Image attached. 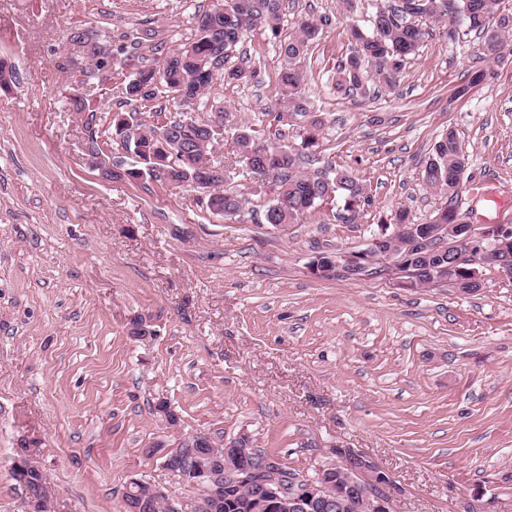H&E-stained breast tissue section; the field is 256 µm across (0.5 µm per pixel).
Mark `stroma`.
<instances>
[{"instance_id":"1","label":"stroma","mask_w":512,"mask_h":512,"mask_svg":"<svg viewBox=\"0 0 512 512\" xmlns=\"http://www.w3.org/2000/svg\"><path fill=\"white\" fill-rule=\"evenodd\" d=\"M214 2L0 0V60L17 75L0 92V512H28L11 473L23 447L56 512H124L132 478L193 506L199 489L163 461L200 433L247 436L309 476L332 446L362 452L392 480L391 512H512V280L485 266L481 290L462 294L310 266L368 249L395 211L428 222L441 199L423 165L450 130L469 160L461 208L512 224V45L480 58L475 33L436 27L395 86L347 96L334 68L376 0H283L282 37L331 19L301 63L308 116L277 100L278 49L257 31L233 55L259 81L217 82L203 100L293 147L321 120L320 164L353 172L371 203L349 223L337 207L276 227L267 182L233 173L225 190L250 203L230 221L191 188L103 180L67 110L73 91L92 98L103 140L121 98L116 81L75 84L68 30L118 43L150 28L173 50ZM138 315L148 335L133 333Z\"/></svg>"}]
</instances>
